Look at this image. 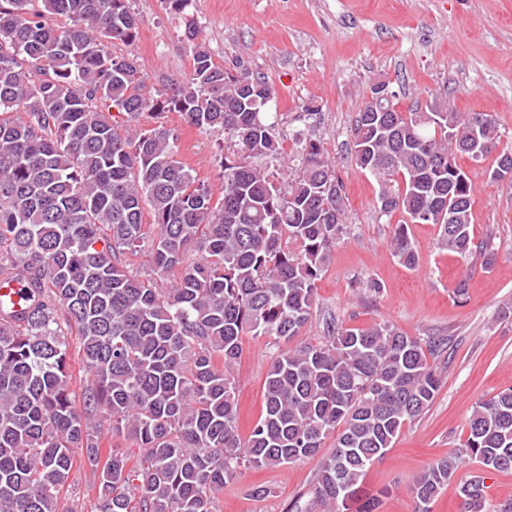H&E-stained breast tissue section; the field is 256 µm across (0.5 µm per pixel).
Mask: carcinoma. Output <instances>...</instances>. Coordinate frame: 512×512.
<instances>
[{
  "label": "carcinoma",
  "instance_id": "1",
  "mask_svg": "<svg viewBox=\"0 0 512 512\" xmlns=\"http://www.w3.org/2000/svg\"><path fill=\"white\" fill-rule=\"evenodd\" d=\"M138 30L129 0H0V288L14 283L21 297L0 308V512H64L60 492L85 463L98 473V512H217L241 468L315 457L322 512L358 501L376 512L362 477L433 403L441 379L429 358L444 343L329 316L325 340L281 348L317 306L343 230L342 182L311 135L284 156L264 112L270 82L216 64L202 41L188 77L147 90L137 61L112 51ZM165 111L234 139L220 196L178 160L179 128L123 130ZM352 154L381 180V214L434 224L440 248L494 264L457 164L494 154L491 178L512 184V145L490 114L403 112L393 93L358 112ZM285 157L297 166L282 177L271 163ZM393 245L418 265L401 223ZM144 253L148 273L134 268ZM71 334L90 375L79 398ZM247 335L277 353L243 437L233 368ZM104 419L143 449L139 466L116 448L101 460ZM467 427L461 448L415 476V512H429L466 461L512 472V389L476 403ZM459 497L461 512H486L484 477Z\"/></svg>",
  "mask_w": 512,
  "mask_h": 512
}]
</instances>
